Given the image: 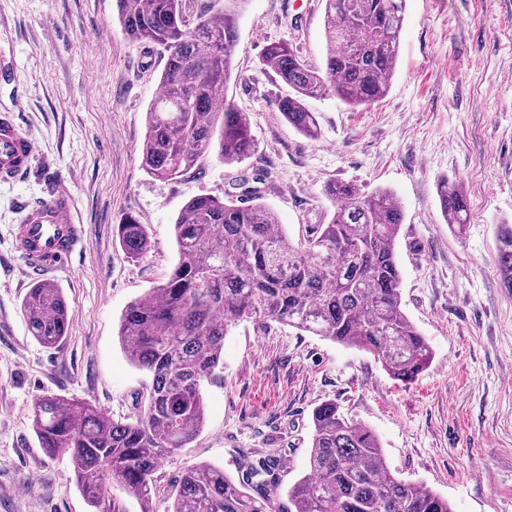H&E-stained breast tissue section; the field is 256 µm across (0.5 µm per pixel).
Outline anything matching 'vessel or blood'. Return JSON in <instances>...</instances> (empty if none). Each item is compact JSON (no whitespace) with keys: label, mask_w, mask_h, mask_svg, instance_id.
<instances>
[{"label":"vessel or blood","mask_w":512,"mask_h":512,"mask_svg":"<svg viewBox=\"0 0 512 512\" xmlns=\"http://www.w3.org/2000/svg\"><path fill=\"white\" fill-rule=\"evenodd\" d=\"M36 156L33 142L9 119L0 118V179H15L29 172ZM85 228L73 214L70 197L54 194L25 208L16 237L26 240L20 255L26 266L41 276L53 275L68 265L84 239Z\"/></svg>","instance_id":"vessel-or-blood-1"}]
</instances>
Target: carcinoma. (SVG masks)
<instances>
[{
    "mask_svg": "<svg viewBox=\"0 0 512 512\" xmlns=\"http://www.w3.org/2000/svg\"><path fill=\"white\" fill-rule=\"evenodd\" d=\"M117 0V18L131 41L151 43L166 57L162 91L145 113L141 165L157 180H173L211 151L226 165L254 149L248 113L217 91L231 76L237 17L246 0ZM406 0H325L326 56L321 69L305 63L286 40L268 43L260 57L293 93L276 101L285 121L310 139L318 123L305 99L333 95L370 106L388 92L397 68ZM263 171L237 175L231 188L258 195L273 184ZM335 202L327 224L295 241L263 205L199 194L175 224L178 262L162 285L122 313L118 336L130 362L151 384L139 415L119 422L88 402L45 394L32 410L33 430L49 456L69 455L74 480L94 508L108 486L150 508L159 460L187 447L205 422L202 384L224 366V336L241 323L271 322L356 347L395 379L411 380L428 368L432 351L401 307L395 244L404 209L383 189L364 192L350 182L325 188ZM448 227L467 222L463 186L438 187ZM119 244L132 260L149 246L147 227L131 214L117 225ZM498 262L512 289V224L496 225ZM33 339L57 347L70 329L61 288L38 280L22 300ZM308 472L288 488L280 507L284 462L264 457L233 478L224 469L197 465L180 478L170 512H453L448 499L404 481L389 467L378 437L324 401L312 412Z\"/></svg>",
    "mask_w": 512,
    "mask_h": 512,
    "instance_id": "1",
    "label": "carcinoma"
}]
</instances>
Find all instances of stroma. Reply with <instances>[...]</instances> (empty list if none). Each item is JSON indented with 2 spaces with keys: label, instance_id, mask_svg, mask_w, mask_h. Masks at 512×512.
<instances>
[{
  "label": "stroma",
  "instance_id": "stroma-1",
  "mask_svg": "<svg viewBox=\"0 0 512 512\" xmlns=\"http://www.w3.org/2000/svg\"><path fill=\"white\" fill-rule=\"evenodd\" d=\"M324 7L247 0L222 97L250 114L255 150L231 165L211 153L161 181L143 170L140 147L164 59L124 36L116 0H0V116H13L37 154L30 173L0 181V512H92L69 458L40 447L35 400L75 398L135 420L148 376L121 349L122 312L177 262L173 224L191 197L224 196L231 178L266 169L276 182L259 201L293 237L330 220L328 183L400 198L402 308L432 362L401 382L362 350L277 323L240 324L224 338L222 372L204 383L202 432L153 475L154 512H169L186 468L235 476L253 452L282 458L281 485L292 486L308 471L312 410L328 399L378 436L400 478L447 497L454 512H512V294L495 242L496 225L512 222V0H406L387 95L358 108L307 99L321 129L313 141L276 112L289 88L259 58L285 39L322 66ZM444 179L463 182L467 195L460 238L440 210ZM54 193L72 198L85 240L53 278L69 335L46 348L21 312L35 278L14 229L24 205ZM130 214L150 235L135 262L113 237Z\"/></svg>",
  "mask_w": 512,
  "mask_h": 512
}]
</instances>
